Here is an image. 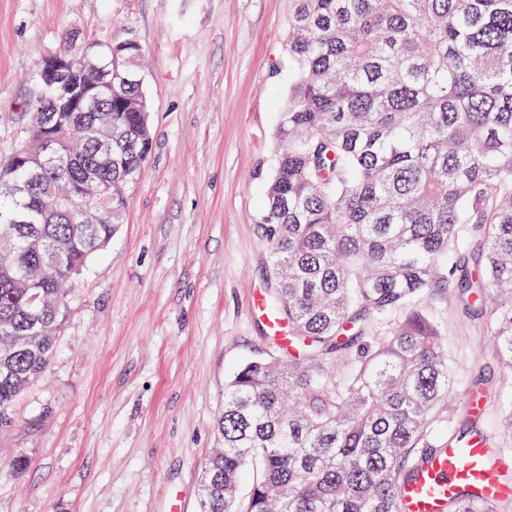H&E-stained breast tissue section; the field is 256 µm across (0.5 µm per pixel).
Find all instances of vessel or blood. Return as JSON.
<instances>
[{"label": "vessel or blood", "mask_w": 512, "mask_h": 512, "mask_svg": "<svg viewBox=\"0 0 512 512\" xmlns=\"http://www.w3.org/2000/svg\"><path fill=\"white\" fill-rule=\"evenodd\" d=\"M512 454H491L485 440L449 441L447 447L423 457L415 480L400 488L402 512H446L449 499L462 488L476 490L487 503L512 494Z\"/></svg>", "instance_id": "1"}]
</instances>
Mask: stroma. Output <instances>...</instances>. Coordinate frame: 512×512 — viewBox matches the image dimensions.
Instances as JSON below:
<instances>
[{
  "label": "stroma",
  "instance_id": "obj_1",
  "mask_svg": "<svg viewBox=\"0 0 512 512\" xmlns=\"http://www.w3.org/2000/svg\"><path fill=\"white\" fill-rule=\"evenodd\" d=\"M289 0H0V159L21 144L43 58L65 39L143 50L152 149L122 224L67 290L51 367L0 431V512H198L224 387L269 333L251 309L274 281L260 224L288 101ZM448 350L455 434L500 431L512 373L481 315L424 294ZM489 394L467 416L460 397ZM22 468H14V459Z\"/></svg>",
  "mask_w": 512,
  "mask_h": 512
}]
</instances>
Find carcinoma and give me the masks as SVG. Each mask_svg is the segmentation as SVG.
<instances>
[{
  "label": "carcinoma",
  "mask_w": 512,
  "mask_h": 512,
  "mask_svg": "<svg viewBox=\"0 0 512 512\" xmlns=\"http://www.w3.org/2000/svg\"><path fill=\"white\" fill-rule=\"evenodd\" d=\"M296 71L277 129L261 230L276 287L267 306L287 324L224 390V448L204 463L219 490L199 512H400L417 448L447 447L434 419L451 378L442 333L419 306L456 284L487 316L492 348L512 372V0H292ZM129 41L103 54L137 65ZM31 104L26 134L41 132ZM110 112H67L44 182L22 193L0 162V411L53 361L62 286L118 224H81L69 204L47 213L45 191L91 164L112 180V211L146 163L142 85L116 88ZM97 119L125 131L112 156L86 132ZM13 212L26 223L11 224ZM40 265L33 308L14 280ZM257 475L236 507L243 468Z\"/></svg>",
  "instance_id": "1"
}]
</instances>
